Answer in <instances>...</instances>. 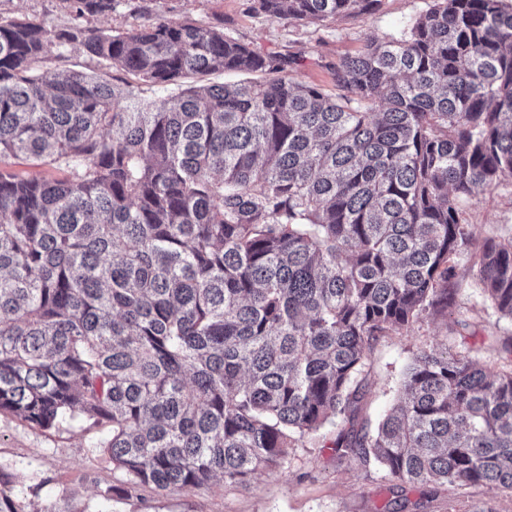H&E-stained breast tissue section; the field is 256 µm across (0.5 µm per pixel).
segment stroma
<instances>
[{"label":"stroma","instance_id":"obj_1","mask_svg":"<svg viewBox=\"0 0 512 512\" xmlns=\"http://www.w3.org/2000/svg\"><path fill=\"white\" fill-rule=\"evenodd\" d=\"M430 0H380L368 16H339L321 23H296L254 11L253 0H121L112 14L90 17L106 31L126 30L156 19L206 24L262 52L288 56V71L300 84L339 94L335 70L373 38L407 25ZM0 16L48 26L69 17L59 0H0ZM38 69L100 74L130 92L140 90L133 75L110 69L82 52L67 51L38 62ZM463 220L472 241L459 255L456 302L446 314L427 315L410 327L372 340L362 375L367 390L362 419L377 424L401 388L415 354L438 345L499 372L512 368V320L502 317L475 277L477 249L486 237L512 239V179L468 200ZM340 418L294 442L285 461L253 475L247 485L214 481L198 492L142 489L125 499L106 500L103 490L121 486L124 475L99 443L107 431L85 423L36 429L0 413V472L17 482L19 497L32 512L67 495L70 507L91 512H473L488 494L481 487L399 486L374 465L338 458L331 442ZM406 508H399V501Z\"/></svg>","mask_w":512,"mask_h":512}]
</instances>
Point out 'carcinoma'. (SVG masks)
<instances>
[{"mask_svg":"<svg viewBox=\"0 0 512 512\" xmlns=\"http://www.w3.org/2000/svg\"><path fill=\"white\" fill-rule=\"evenodd\" d=\"M70 24L0 18V412L78 419L131 497L243 484L340 416L336 454L402 484L512 492V370L432 346L373 431L358 422L371 339L442 314L470 241L462 205L512 179V7L431 0L336 68L332 96L288 59L165 20L108 34L116 0H60ZM325 22L380 0H255ZM80 49L153 92L38 73ZM222 69L238 84H187ZM476 277L512 319V240ZM0 512H28L0 474ZM0 169L16 173L37 174L48 178L60 177L63 174L62 170L53 166H33L30 164V162L14 158L5 160L4 162H2V164L0 163Z\"/></svg>","mask_w":512,"mask_h":512,"instance_id":"carcinoma-1","label":"carcinoma"}]
</instances>
